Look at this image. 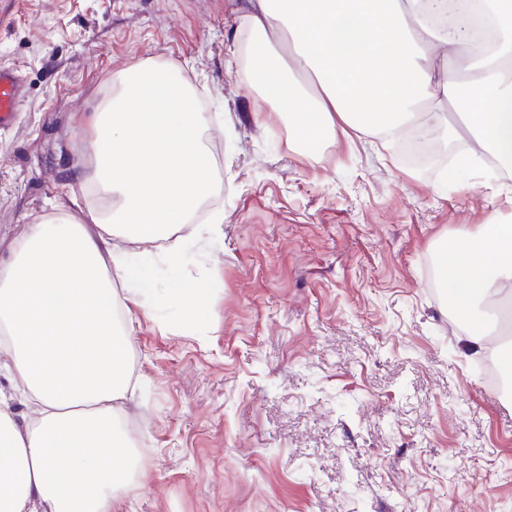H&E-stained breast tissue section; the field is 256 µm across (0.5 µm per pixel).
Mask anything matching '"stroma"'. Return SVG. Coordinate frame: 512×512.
<instances>
[{"label": "stroma", "instance_id": "obj_1", "mask_svg": "<svg viewBox=\"0 0 512 512\" xmlns=\"http://www.w3.org/2000/svg\"><path fill=\"white\" fill-rule=\"evenodd\" d=\"M246 0H0V257L51 205L86 203L78 126L113 73L170 65L208 120L219 176L198 237L120 241L153 290L131 306L122 420L141 476L122 512H512V391L451 315L435 250L512 215V172L407 165L401 143L300 153L241 71ZM220 231H204L215 212ZM204 288L185 322L166 260ZM21 96L22 86L19 75L12 69L0 67V126L11 122Z\"/></svg>", "mask_w": 512, "mask_h": 512}]
</instances>
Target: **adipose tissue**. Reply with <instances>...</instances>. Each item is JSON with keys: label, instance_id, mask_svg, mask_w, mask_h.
<instances>
[{"label": "adipose tissue", "instance_id": "1", "mask_svg": "<svg viewBox=\"0 0 512 512\" xmlns=\"http://www.w3.org/2000/svg\"><path fill=\"white\" fill-rule=\"evenodd\" d=\"M246 24L262 41L247 72L285 115L302 151L349 132L394 139L434 136L460 90L473 154L512 165V0H479L497 29L477 49L441 26L445 0H248ZM284 52H277L276 43ZM115 93L86 121L94 158L75 178L106 201L54 208L0 260V512H114L139 473V451L120 423L132 352L114 282L146 306L114 238L154 242L191 228L217 176L193 88L154 62L114 74ZM451 309L470 341L494 335L497 306L512 300V223L490 218L478 234L437 251ZM32 411L18 423L13 400Z\"/></svg>", "mask_w": 512, "mask_h": 512}]
</instances>
